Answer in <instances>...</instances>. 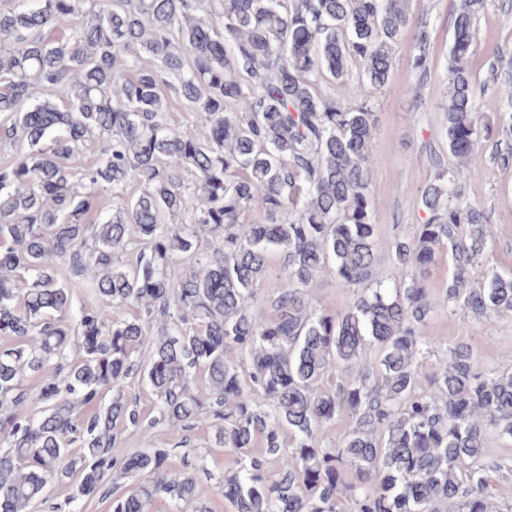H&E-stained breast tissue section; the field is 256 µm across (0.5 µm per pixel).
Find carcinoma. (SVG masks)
Returning a JSON list of instances; mask_svg holds the SVG:
<instances>
[{
    "mask_svg": "<svg viewBox=\"0 0 512 512\" xmlns=\"http://www.w3.org/2000/svg\"><path fill=\"white\" fill-rule=\"evenodd\" d=\"M409 2L0 0L13 148L0 161V512H36L75 477L69 503L209 512L189 456L175 469L155 446L161 422L202 423L239 457L218 486L230 512H512L485 452L490 430L512 441V370L426 331L444 256L448 307L480 325L512 314V274L473 285L488 214L460 187L478 156L469 59L488 0L454 7L444 138L457 165L435 156L424 220L391 243L393 287L375 278L371 92L391 78ZM412 39L422 81L429 23ZM330 80L353 83L348 97L322 94ZM179 107L192 125L169 122ZM490 157L511 165L512 142ZM273 252L284 276L260 299ZM324 276L352 290L346 309L313 304ZM80 289L98 305L76 313ZM129 306L139 314L119 318ZM136 376L155 418L128 397ZM127 428L142 448L117 447ZM120 479L134 484L118 494Z\"/></svg>",
    "mask_w": 512,
    "mask_h": 512,
    "instance_id": "cac0c4a2",
    "label": "carcinoma"
}]
</instances>
